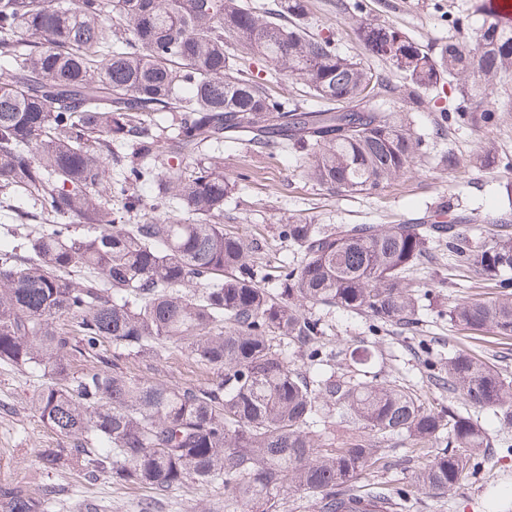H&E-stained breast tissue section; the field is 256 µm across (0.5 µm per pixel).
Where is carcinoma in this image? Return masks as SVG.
Here are the masks:
<instances>
[{
	"label": "carcinoma",
	"instance_id": "obj_1",
	"mask_svg": "<svg viewBox=\"0 0 512 512\" xmlns=\"http://www.w3.org/2000/svg\"><path fill=\"white\" fill-rule=\"evenodd\" d=\"M305 0L275 10L241 0H0V205L22 192L39 201L29 220L64 217L27 237L24 254L0 249V361L44 379L33 410L62 441L99 448L41 450L53 469L73 460L85 476L148 487L164 495L188 483L224 487V512H280L288 496L312 498L318 512L345 507L363 475L385 467L372 441L398 435L418 452L411 487L445 493L472 475L492 440L455 405L429 406L416 392L365 372L323 369L319 307L364 315L377 333L413 331L421 308L408 282L433 245L448 266L495 291L448 303V323L470 334L512 336V231L492 221L280 226L301 258L257 280L246 239L224 230L234 187L196 150L246 138L305 153L316 184L372 195L407 172L422 141L407 115L376 101L381 75L340 54L301 23ZM369 57L402 75L417 96L465 77L462 100L493 93L512 74V24L487 15L470 44L438 53L386 23L360 18ZM246 44L274 72L301 80L322 107L302 110L269 92L224 41ZM176 114L161 126L156 116ZM455 122L479 131L495 113L457 107ZM135 161L112 178V159ZM147 187L154 196L146 198ZM120 200L138 220L112 211ZM176 199L188 222L159 213ZM83 232L76 233V228ZM313 368L292 367L274 340ZM108 342L138 358L180 344L213 370L204 387H180L90 367L71 372L74 352ZM433 379L467 406L512 418V377L479 353L461 351ZM48 499L19 482L0 483V512H49Z\"/></svg>",
	"mask_w": 512,
	"mask_h": 512
}]
</instances>
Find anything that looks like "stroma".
<instances>
[{
	"mask_svg": "<svg viewBox=\"0 0 512 512\" xmlns=\"http://www.w3.org/2000/svg\"><path fill=\"white\" fill-rule=\"evenodd\" d=\"M483 0H306L304 22L311 33L331 37L338 51L354 59H366L359 41L356 21L362 17L393 24L415 41L439 51L448 41H466L483 20ZM398 110L409 113L414 129L424 135L422 154L411 169L373 195H339L311 181L304 173L300 153L261 150L237 142L209 150L223 164L236 187L224 204L223 224L227 231L252 240L256 266L268 278L291 260L294 248L280 238L281 224L302 215L316 224H399L423 216L426 209L446 202L454 212L477 211L493 215L504 209L500 185L512 179V81L495 83V92L484 98L485 108L494 111L496 122L479 131L444 118L458 103V93L445 87L431 101L413 104L402 88L401 75L381 65ZM493 145L499 163L473 166L472 160L486 145ZM454 150L460 160L453 170L440 168L445 150ZM417 290L428 292L426 306L416 333L396 329L372 333L365 317L339 308L326 310L329 330L322 338L331 353L336 374L350 372L347 348L360 342L374 344L375 370L380 380L412 387L427 403L447 405V390L431 376L430 363L464 350L484 352L497 366L512 374V338L490 334L469 337L450 327L440 316L450 301L486 295L485 282L471 272L448 267V250L438 246L432 261L420 263L413 275ZM118 361L128 374L169 385H206L212 374L198 366L181 347H166L145 358H123L118 347L105 345L96 353L71 360L73 372ZM34 382L30 374L0 363V480L26 483L47 495L50 512H143L146 501H154L153 512H224L222 488L189 483L166 497L152 490L116 482L103 476L88 482L77 464L43 468L39 453L57 447L58 436L30 408ZM482 427L494 441L481 466L460 488L434 493L418 491L410 502L394 501L391 512H512V427L502 425L491 410L474 409ZM387 467L366 476V483L382 482L389 489L409 485L417 463L409 443L394 438L386 441Z\"/></svg>",
	"mask_w": 512,
	"mask_h": 512,
	"instance_id": "35a3bbf8",
	"label": "stroma"
}]
</instances>
